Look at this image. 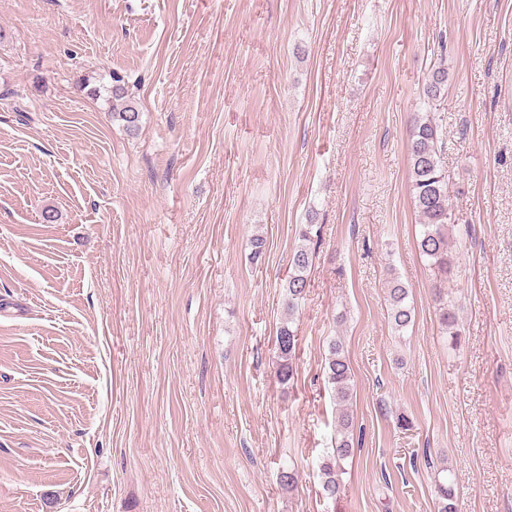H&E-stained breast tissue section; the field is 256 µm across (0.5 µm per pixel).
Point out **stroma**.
Returning <instances> with one entry per match:
<instances>
[{"instance_id": "1", "label": "stroma", "mask_w": 512, "mask_h": 512, "mask_svg": "<svg viewBox=\"0 0 512 512\" xmlns=\"http://www.w3.org/2000/svg\"><path fill=\"white\" fill-rule=\"evenodd\" d=\"M416 112L445 137L455 345ZM335 339L360 440L331 498ZM439 479L512 512V0H0V512H438ZM113 81L116 84L112 85V98L115 102H120V108L117 107L118 104H113L112 118L121 122L127 131L134 132L139 129L141 112L131 101L125 83L122 84L123 80L114 77ZM443 148L442 130L433 117L427 112L415 113L408 154L413 201L423 226L419 249L439 275L435 299L440 320L452 340L457 341L459 324L448 304V272L453 263L448 225L452 224V215L448 203V176L441 160ZM313 224H306L300 230L299 238L301 244L298 245L291 257L292 274L289 276L287 285V308L293 310L299 300L303 298L308 287V272L312 266L314 249V239L312 238ZM388 296L391 322L397 331H403L412 321V309L406 304L408 289L397 278H392ZM297 345V334L290 322L280 326L276 336L277 361L275 375L277 380L286 384L294 378L296 371L293 365Z\"/></svg>"}]
</instances>
